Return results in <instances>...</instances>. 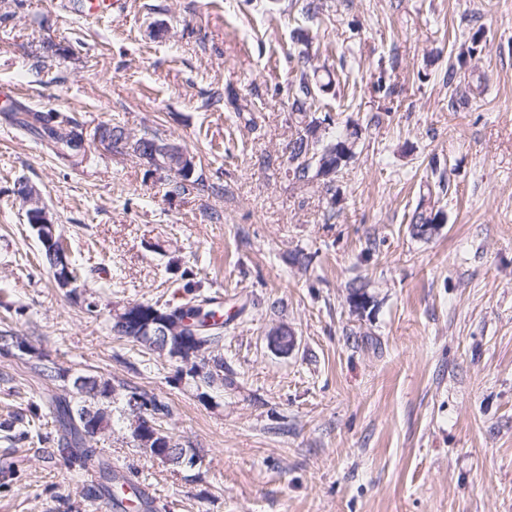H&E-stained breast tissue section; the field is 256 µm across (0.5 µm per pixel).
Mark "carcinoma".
Here are the masks:
<instances>
[{"label":"carcinoma","instance_id":"cac0c4a2","mask_svg":"<svg viewBox=\"0 0 512 512\" xmlns=\"http://www.w3.org/2000/svg\"><path fill=\"white\" fill-rule=\"evenodd\" d=\"M300 75L291 83L288 99L291 100L290 119L294 120L296 138L291 141L292 150L288 157L292 180L299 184H309L320 181L324 186H329L336 175L355 156V144L359 139L358 130L341 132L336 137L326 139L324 136H315L321 125L331 116L326 114L322 120L311 116L308 109L319 102L318 93L325 91L333 83V72L326 70L328 81L318 78V70H308L307 59L303 56L298 60ZM15 121L22 127L31 130H39V135L61 154L69 158H82L85 156L86 147L81 133L73 128L72 119L65 117L60 121L52 120L49 113L24 112L14 116ZM104 133L112 139V149L124 152L129 149L133 154L146 159H151L148 149L154 145L156 138L141 136L134 141V146H127L125 131L118 125H103ZM442 214L440 210H434L432 206H425V198L420 201L414 211L411 224L412 235L418 238L423 234L417 231L421 224H432ZM213 299L189 301L187 303L170 308L182 323L194 328L201 334V341L209 346L219 342V334L212 332V328L224 327V323L217 321V311L210 308ZM161 308L149 302H135L131 308L124 311V315L133 317V322L127 323L123 328L118 321H113L112 329L122 336L149 351L155 348L146 337H138L133 323L146 320L157 312L165 313L170 310ZM40 377L51 389L42 398L45 415L51 418L53 431L51 435L42 432L41 424H32L28 429L20 433L22 439H38L52 441L57 452L66 460L73 475L80 479L85 473L96 470L99 474L98 481L82 484L81 497L91 506L105 505L111 509L115 505L123 504L114 488L119 484L132 483L134 473L132 467H124L120 470L112 468V465L102 458L101 449L94 446L100 439L93 438V432L89 428V421L85 419L87 409L95 408V419L98 429L107 431L112 425V409L116 388L110 380H100V397L94 401L89 396L87 381H96V377L77 374L69 375L64 369L42 364L37 367ZM186 376L195 383H202L207 387L212 386L214 379L224 380V375L214 376L207 370L201 371L197 365L187 369ZM124 412L131 416L135 413L142 418V439L150 441V456L160 459L161 449L171 445L173 436L162 432L161 419L170 414L169 406L159 400L155 395L131 388L123 394Z\"/></svg>","mask_w":512,"mask_h":512}]
</instances>
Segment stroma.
<instances>
[{"instance_id": "obj_1", "label": "stroma", "mask_w": 512, "mask_h": 512, "mask_svg": "<svg viewBox=\"0 0 512 512\" xmlns=\"http://www.w3.org/2000/svg\"><path fill=\"white\" fill-rule=\"evenodd\" d=\"M122 2L84 21L0 0V84L15 89L0 101V332L31 345L0 353V512H91L52 444L7 437L45 389L38 362L168 403L162 426L197 475L142 453L118 418L102 444L152 512H512V0H321L313 18L305 0ZM302 50L344 68L319 96L327 134L360 131L328 189L289 172ZM15 106L72 117L84 158L6 119ZM103 123L187 149L195 185L105 149ZM440 182L445 223L414 237ZM25 186L75 287L53 279ZM192 289L226 317L224 383L205 390L110 329L128 303ZM427 194L430 199L428 202V207H425V195L420 198V201L414 211L413 217H412V224H411V232L412 235L418 238H424V235L418 230L419 224H435V220L439 215H442L443 212L441 210H437L433 213L434 205H431V198H432V189L427 187Z\"/></svg>"}]
</instances>
